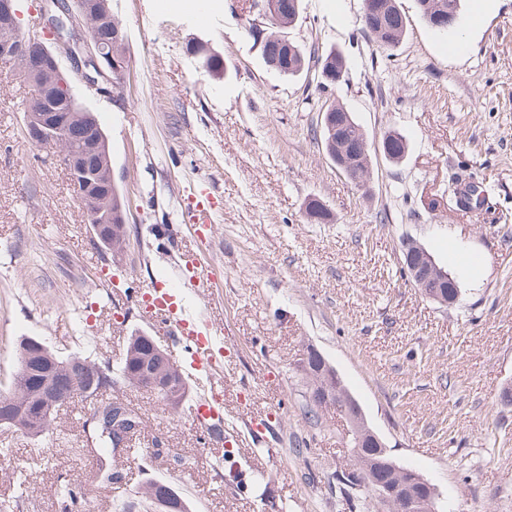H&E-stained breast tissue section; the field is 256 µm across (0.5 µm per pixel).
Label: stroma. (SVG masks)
Segmentation results:
<instances>
[{"mask_svg": "<svg viewBox=\"0 0 512 512\" xmlns=\"http://www.w3.org/2000/svg\"><path fill=\"white\" fill-rule=\"evenodd\" d=\"M406 32L379 48L363 0H303L284 34L340 51L344 79L288 77L268 66L258 14L238 0H112L128 41L122 84L103 98L77 85L98 117L126 204L120 260L101 254L69 174L24 135L30 89L0 69V383L16 346L40 337L59 355L117 365L129 336L163 339L130 288L160 282L175 257L196 256L217 281L204 293L224 329V424L267 421L261 440L201 436L187 407L117 383L102 393L141 414L120 482L100 487L99 460L77 395L38 438L0 426V512H62V488H84L81 512H122L148 482H168L188 512H371L336 471L346 422L303 415L300 359L316 348L401 466L441 494V512H512V0H461L455 29L427 25L398 0ZM224 63L213 76L195 54ZM338 104L372 146L356 186L322 143ZM390 131L408 151L376 150ZM485 197L461 207L453 181ZM216 223L206 238L169 239L199 191ZM330 218L306 215L310 200ZM427 249L459 288L456 304L424 297L403 271V246ZM111 287H104V280Z\"/></svg>", "mask_w": 512, "mask_h": 512, "instance_id": "stroma-1", "label": "stroma"}]
</instances>
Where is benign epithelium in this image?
Returning <instances> with one entry per match:
<instances>
[{
	"instance_id": "benign-epithelium-1",
	"label": "benign epithelium",
	"mask_w": 512,
	"mask_h": 512,
	"mask_svg": "<svg viewBox=\"0 0 512 512\" xmlns=\"http://www.w3.org/2000/svg\"><path fill=\"white\" fill-rule=\"evenodd\" d=\"M394 0H363L362 20L365 28L376 37L388 38L380 27L378 17L394 11ZM422 7L428 21L438 30H448V4L445 0H424ZM254 8L259 16L276 25L297 15L298 0H257ZM264 44L272 50L271 57H288L291 41L279 35L268 36ZM70 63L75 80L82 81L106 98L112 97V88L124 81L127 68L126 42L123 31L112 16L109 0H41L39 16L22 33L16 0H0V68L10 69L26 77L32 87V96L26 111L25 130L28 138L40 148L49 163L64 166L71 176L82 203L97 207L92 234L110 248L112 257L119 256V241L123 240L125 216L112 210V190L116 188L112 172L109 142L95 116L90 112L56 111L55 77L61 68V58ZM352 123L350 113L338 117L325 113L324 130L328 155L346 174L366 166L369 145L357 132L352 137L340 133V128ZM411 279L421 294L446 306L448 295L439 292L438 285L448 280V272L418 244L408 251ZM36 350L45 357L44 392L38 396L37 415L26 416V407L0 409L1 424L28 421L26 433L40 431L52 415L66 405L74 393L88 395L98 392L105 373L97 366L84 368L75 375L67 373L68 384H63L60 364L46 346L35 340L24 344V360ZM138 378L142 385L166 396L170 404L182 406L183 376L166 351L159 349L155 358L148 360ZM344 390H322L313 397L323 407L339 406ZM96 428L106 436L129 427L135 431L138 424L131 412L113 401L98 406L94 416ZM365 425L360 408L350 416L348 443L359 448L363 444L377 449L381 460L368 473V482L374 487L381 512H440L439 492L421 475L415 473V483L426 491L420 497L402 484L407 470L398 465L382 439L371 429L358 431ZM147 512H177L181 501L167 486L162 485L148 495Z\"/></svg>"
}]
</instances>
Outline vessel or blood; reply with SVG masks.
Listing matches in <instances>:
<instances>
[{"label": "vessel or blood", "instance_id": "b4317fda", "mask_svg": "<svg viewBox=\"0 0 512 512\" xmlns=\"http://www.w3.org/2000/svg\"><path fill=\"white\" fill-rule=\"evenodd\" d=\"M186 231L201 236L215 222L213 212L206 201H198L182 215ZM136 304L151 308L160 317L172 344L191 359L192 377L203 376L209 388L197 396L191 404L190 416L202 430L224 424V331L218 327L207 311L197 305L178 304L167 289L154 288L149 292H137Z\"/></svg>", "mask_w": 512, "mask_h": 512}]
</instances>
